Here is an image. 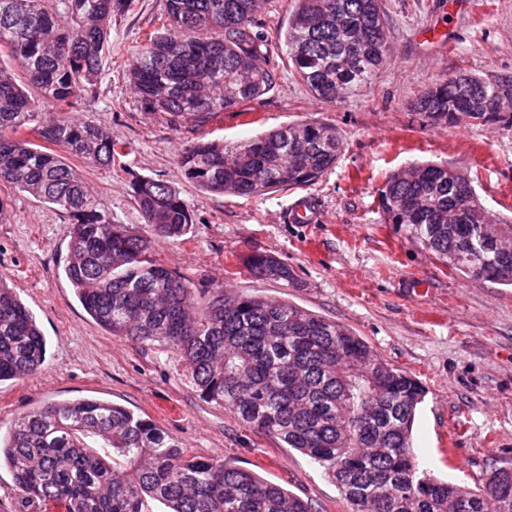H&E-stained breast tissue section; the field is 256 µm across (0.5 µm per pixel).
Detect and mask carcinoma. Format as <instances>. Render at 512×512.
Listing matches in <instances>:
<instances>
[{
    "mask_svg": "<svg viewBox=\"0 0 512 512\" xmlns=\"http://www.w3.org/2000/svg\"><path fill=\"white\" fill-rule=\"evenodd\" d=\"M129 2L0 0V50L27 78L22 85L0 67V182L71 219L65 274L89 316L114 336L177 353L204 400L307 456L350 512H512L511 467L492 471L478 491L419 468L412 433L425 390L355 332L289 302L226 298L158 263L155 242L177 240L194 223L175 189L133 182L152 237L131 235L73 167L25 137L33 131L92 168L120 160L104 124H47L41 114L47 104H87L112 51V14ZM268 2L167 0L161 32L145 36L127 66L140 109L200 122L263 95L274 75L256 63L261 41L251 22ZM390 36L381 0H298L285 34L288 66L317 99L338 103L380 69ZM502 94L512 96V75L459 76L432 86L415 110L431 126L512 128V111L489 108ZM343 150L334 126L301 121L244 145L193 143L178 163L204 192L262 195L315 182ZM376 200L385 223L447 268L467 275L477 265L481 279L512 287V244L501 253L481 248L512 236V224L488 212L457 169L416 163L387 176ZM244 264L293 281L271 255ZM45 351L34 315L0 277V381L37 373ZM1 466L17 487L13 512H151V500L167 512H312L255 471L191 455L153 421L95 398L19 415L0 440Z\"/></svg>",
    "mask_w": 512,
    "mask_h": 512,
    "instance_id": "cac0c4a2",
    "label": "carcinoma"
}]
</instances>
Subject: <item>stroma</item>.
Instances as JSON below:
<instances>
[{"label": "stroma", "instance_id": "stroma-1", "mask_svg": "<svg viewBox=\"0 0 512 512\" xmlns=\"http://www.w3.org/2000/svg\"><path fill=\"white\" fill-rule=\"evenodd\" d=\"M391 38L373 79L343 102L316 99L288 72L284 34L297 0H270L252 29L275 81L247 111L203 122L141 111L126 76L129 52L160 25L166 0H132L112 17V54L89 105L46 122L104 124L125 154L109 168L80 171L113 223L146 236L130 184L162 181L191 207L187 235L155 244L156 259L195 285L228 295L293 302L361 336L391 366L418 379L427 395L417 411L414 447L421 468L478 488L493 469L512 467V288L454 272L387 224L374 197L386 176L432 161L470 177L484 206L512 218V129L432 127L413 109L435 83L460 75H512V0H382ZM302 120L335 126L344 142L336 166L314 184L256 196L206 193L181 175L178 153L193 142L243 143ZM313 199L323 220L295 224L288 213ZM8 206L0 222V275L34 313L46 338L34 376L0 382V427L49 402L97 398L148 418L190 454L224 457L308 500L314 512H349L334 483L309 458L249 429L203 400L176 354L111 335L87 314L64 273L68 217L0 184ZM269 254L294 283L254 275L243 260ZM464 468L452 464L453 457Z\"/></svg>", "mask_w": 512, "mask_h": 512}]
</instances>
